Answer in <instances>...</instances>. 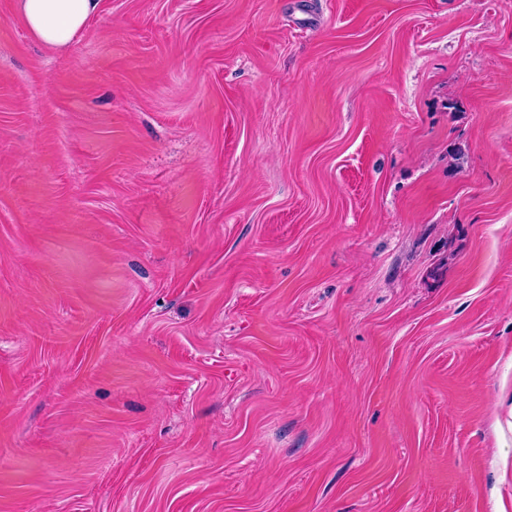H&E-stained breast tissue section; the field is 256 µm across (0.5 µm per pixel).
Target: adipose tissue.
<instances>
[{"label":"adipose tissue","mask_w":512,"mask_h":512,"mask_svg":"<svg viewBox=\"0 0 512 512\" xmlns=\"http://www.w3.org/2000/svg\"><path fill=\"white\" fill-rule=\"evenodd\" d=\"M99 8L100 0H17L30 34L57 51L68 48Z\"/></svg>","instance_id":"obj_1"}]
</instances>
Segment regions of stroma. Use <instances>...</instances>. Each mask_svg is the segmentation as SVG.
Here are the masks:
<instances>
[{
	"mask_svg": "<svg viewBox=\"0 0 512 512\" xmlns=\"http://www.w3.org/2000/svg\"><path fill=\"white\" fill-rule=\"evenodd\" d=\"M0 512H512V0H0ZM99 8L100 0H17L30 34L57 51L68 48Z\"/></svg>",
	"mask_w": 512,
	"mask_h": 512,
	"instance_id": "obj_1",
	"label": "stroma"
}]
</instances>
